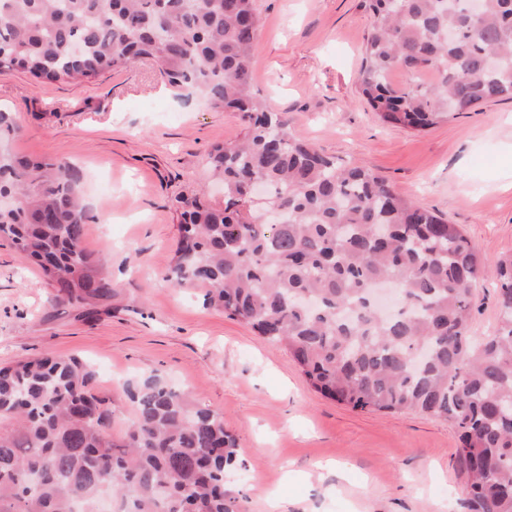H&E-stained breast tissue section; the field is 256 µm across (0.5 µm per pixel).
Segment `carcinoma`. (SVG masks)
<instances>
[{"label": "carcinoma", "instance_id": "cac0c4a2", "mask_svg": "<svg viewBox=\"0 0 512 512\" xmlns=\"http://www.w3.org/2000/svg\"><path fill=\"white\" fill-rule=\"evenodd\" d=\"M370 28L359 92L385 124L423 130L512 100V0H364ZM254 0H0V70L81 83L152 62L178 96L238 112L242 137L214 147L224 204L178 197L166 279L288 349L307 383L354 410L418 412L457 430L468 512H512V255L480 256L457 224L368 169L319 153L259 98ZM80 51H75V46ZM498 59L494 67L488 59ZM401 69L411 82L396 86ZM436 71L432 83L419 74ZM19 127L0 110V142ZM80 168L0 150V237L36 265L52 302L87 319L112 310L105 263L83 247ZM395 281L390 315L374 290ZM500 314L469 334L473 290ZM77 356L0 366V512H246L225 487L239 470L224 415L149 376L128 386L134 415L112 433L111 399Z\"/></svg>", "mask_w": 512, "mask_h": 512}]
</instances>
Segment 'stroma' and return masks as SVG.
Returning a JSON list of instances; mask_svg holds the SVG:
<instances>
[{"mask_svg":"<svg viewBox=\"0 0 512 512\" xmlns=\"http://www.w3.org/2000/svg\"><path fill=\"white\" fill-rule=\"evenodd\" d=\"M262 29L254 86L325 155L360 165L460 225L488 260L512 254V101L483 103L426 130L382 124L358 89L370 19L362 0H255ZM8 147L80 167L98 222L85 246L104 256L120 297L88 321L51 304L52 288L0 240V365L75 355L110 396L115 430L133 404L126 381L158 374L224 415L244 467L227 477L248 512H466L454 427L405 412L355 410L308 386L288 350L164 278L176 248L178 196L208 190L204 157L243 132L236 112L175 96L150 61L81 84L0 71Z\"/></svg>","mask_w":512,"mask_h":512,"instance_id":"obj_1","label":"stroma"}]
</instances>
